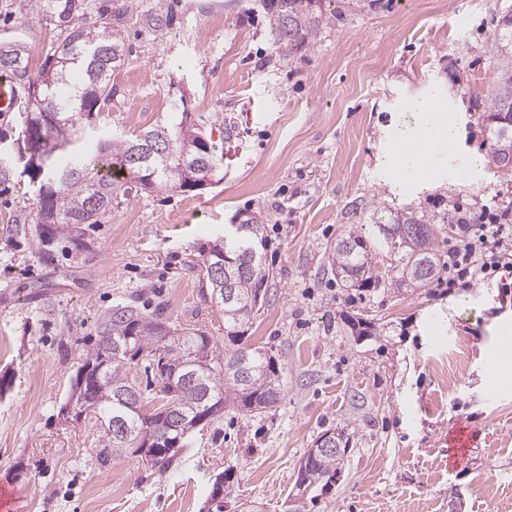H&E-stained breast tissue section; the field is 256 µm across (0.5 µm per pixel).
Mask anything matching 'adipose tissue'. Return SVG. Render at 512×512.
Masks as SVG:
<instances>
[{
	"mask_svg": "<svg viewBox=\"0 0 512 512\" xmlns=\"http://www.w3.org/2000/svg\"><path fill=\"white\" fill-rule=\"evenodd\" d=\"M458 121L454 115L435 109L434 98H426L412 107V122L396 137L392 151L383 163L398 172L405 157L426 154L440 147L454 148Z\"/></svg>",
	"mask_w": 512,
	"mask_h": 512,
	"instance_id": "1",
	"label": "adipose tissue"
}]
</instances>
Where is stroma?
<instances>
[{"label":"stroma","mask_w":512,"mask_h":512,"mask_svg":"<svg viewBox=\"0 0 512 512\" xmlns=\"http://www.w3.org/2000/svg\"><path fill=\"white\" fill-rule=\"evenodd\" d=\"M111 3L126 11V58L97 126L129 134L189 112L223 144L224 179L131 192L84 225L79 254L42 236L28 177L0 183V487L16 492L18 512H208L222 472L224 512L246 501L286 512L302 457L334 429L350 433L349 450L306 512H512V360L487 362L512 323V272L467 284L444 269L403 293L347 288L331 272L337 240L374 217L437 218L444 256L512 210V171L490 164L478 108L499 81L493 47L512 0H325L329 24L292 53L263 0H175L158 32L144 23L157 0ZM63 38L28 0H0V44L24 43L31 71ZM434 89L461 117L456 153L438 158L433 183L409 172L393 185L381 163L391 134ZM450 211L451 228L440 222ZM241 212L260 216L267 238L273 277L248 343L284 367L278 404L226 410L167 469L131 454L100 467L97 422L69 424L59 410L104 318L135 298L223 338L195 262ZM349 316L378 335H352ZM459 425L473 446L452 466Z\"/></svg>","instance_id":"stroma-1"}]
</instances>
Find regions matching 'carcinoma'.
<instances>
[{
	"instance_id": "carcinoma-1",
	"label": "carcinoma",
	"mask_w": 512,
	"mask_h": 512,
	"mask_svg": "<svg viewBox=\"0 0 512 512\" xmlns=\"http://www.w3.org/2000/svg\"><path fill=\"white\" fill-rule=\"evenodd\" d=\"M34 2L49 19L65 15L60 29L66 37L35 75L29 71L26 48L6 62L0 60V71L34 94L21 106L23 121L12 147L0 150V183L13 177L15 163L24 164L23 173L37 193L42 232L61 233L75 248H82L81 225L100 223L118 196H129V189L121 188L119 181L105 172L110 166L129 174L142 190H194L185 178L186 158L200 159L197 180L208 179L210 187L223 180L224 150L186 116L178 123L157 124L130 138L100 130L94 152H85L81 143L88 133L83 121L99 114L112 100V73L125 59L119 31L112 29V22H120L121 13L94 0ZM268 12L277 42L295 48L310 44L329 22L322 0H269ZM147 21L159 29L172 22L164 0H158ZM498 27L501 77L480 107L487 113L493 142L491 162L511 169L512 128L496 119L512 114V12L501 17ZM92 31L98 34L94 44L87 40ZM154 147L163 150L165 157H150ZM262 228L259 217L247 214L204 251L201 272L206 287L213 288L212 272L222 269L224 283L235 294L232 302L217 308L224 318V335L235 349L220 351L217 339L201 328H180L162 344L160 336L167 325L164 309L147 313L135 299L112 308L99 342L87 351L71 383L73 388L84 385L85 392L98 398L91 414L100 419L103 428L97 452L101 465L128 454L131 448H145L154 457L142 462L165 469L186 446L188 435L214 421L224 409L252 414L278 404L283 366L265 349L241 346L252 317L238 314L259 293L267 300L270 272L260 255ZM435 235L433 219L393 213L370 225L368 235L352 232L336 243V275L350 288L380 283L398 291L426 288L440 270V258L433 249ZM382 253L390 260L384 276L373 274L374 260ZM190 349L208 368L193 386L173 392L164 380L182 364ZM140 368L146 377L159 381L155 397L161 404L153 410L147 409L146 391L137 382ZM159 423H179L181 427L160 443L152 429ZM331 440L336 450L307 453L300 461L296 482L306 484L311 493L328 490L344 462L350 434L334 431Z\"/></svg>"
}]
</instances>
